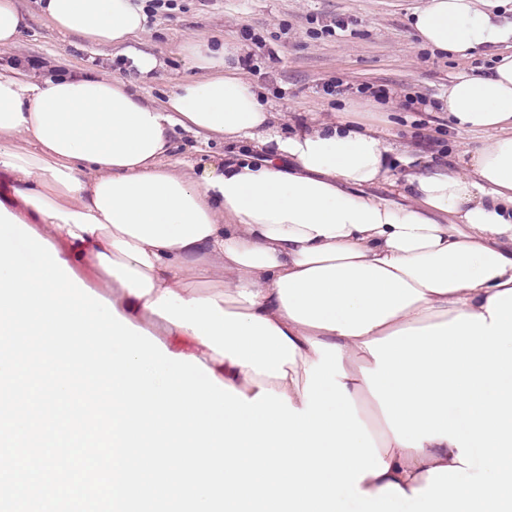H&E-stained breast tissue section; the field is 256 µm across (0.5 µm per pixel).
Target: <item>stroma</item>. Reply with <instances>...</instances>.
I'll return each instance as SVG.
<instances>
[{
    "label": "stroma",
    "mask_w": 512,
    "mask_h": 512,
    "mask_svg": "<svg viewBox=\"0 0 512 512\" xmlns=\"http://www.w3.org/2000/svg\"><path fill=\"white\" fill-rule=\"evenodd\" d=\"M420 0H173V6L149 16L141 39L116 49L92 44L56 30L42 15L39 0H19L29 18L23 54L45 59L55 69L103 70L136 81L143 93L163 100L180 81L194 78L185 68L180 46L186 36H221L235 41L249 59L246 77L282 114L288 130L314 114L354 112L377 127L395 153L428 164L432 152L413 139L416 113L403 109L406 97L429 100L447 90L462 73L489 71L500 54L492 47L467 58L440 55L426 47L410 24ZM349 23L347 31L337 19ZM158 56L164 67L151 78L139 77L130 59L138 53ZM340 78L352 85H386L390 97L328 95L325 83ZM174 141L178 158L195 168L237 153L260 157L259 145L228 143L184 130Z\"/></svg>",
    "instance_id": "35a3bbf8"
}]
</instances>
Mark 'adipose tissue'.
<instances>
[{"instance_id":"1","label":"adipose tissue","mask_w":512,"mask_h":512,"mask_svg":"<svg viewBox=\"0 0 512 512\" xmlns=\"http://www.w3.org/2000/svg\"><path fill=\"white\" fill-rule=\"evenodd\" d=\"M495 0H424L410 18L431 50L465 57L512 42ZM49 23L120 47L144 35L135 0H44ZM181 54L199 79L163 101L132 81L80 71L0 72V223L22 216L67 241L68 265L92 266L120 316L157 319L191 338L217 379L254 397L268 388L304 408L313 342L338 345L344 383L388 484L425 487L432 468L457 465L445 439L396 442L361 373L367 341L483 314L512 288V53L490 73L458 75L439 97L454 128L485 135L457 172L392 160L379 131L336 112L284 133L245 77L231 40L186 37ZM263 146L186 173L175 128ZM407 165L395 179L394 163ZM387 185L388 195L375 194Z\"/></svg>"}]
</instances>
